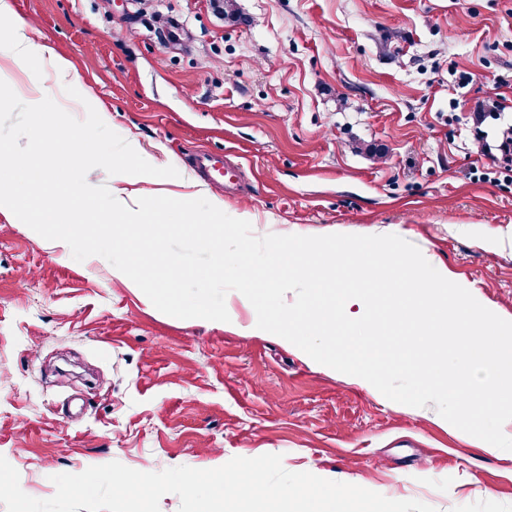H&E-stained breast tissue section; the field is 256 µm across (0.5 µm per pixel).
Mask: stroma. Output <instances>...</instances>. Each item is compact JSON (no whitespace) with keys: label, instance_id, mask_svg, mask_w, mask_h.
Masks as SVG:
<instances>
[{"label":"stroma","instance_id":"stroma-1","mask_svg":"<svg viewBox=\"0 0 512 512\" xmlns=\"http://www.w3.org/2000/svg\"><path fill=\"white\" fill-rule=\"evenodd\" d=\"M50 105L94 107L151 165L137 198L220 201L255 235L395 234L512 316V176L471 146L512 123V0H6ZM66 59L78 97L54 82ZM204 151L242 166L202 180ZM237 320L179 319L103 257L73 259L0 209V456L29 496L117 461L142 472L278 454L284 468L436 512H512V459L435 403L396 407Z\"/></svg>","mask_w":512,"mask_h":512}]
</instances>
